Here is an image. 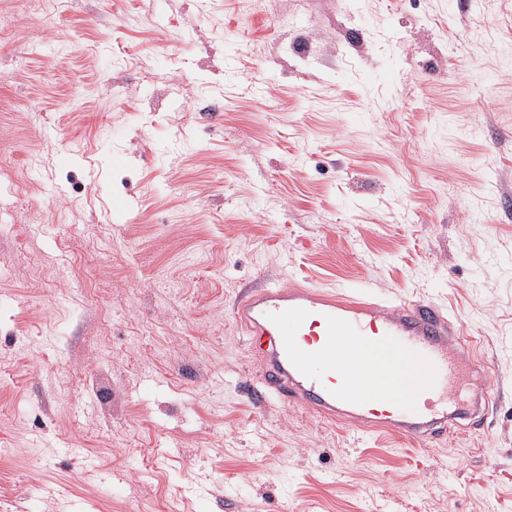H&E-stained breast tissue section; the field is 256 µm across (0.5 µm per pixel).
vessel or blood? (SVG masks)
Segmentation results:
<instances>
[{
	"mask_svg": "<svg viewBox=\"0 0 512 512\" xmlns=\"http://www.w3.org/2000/svg\"><path fill=\"white\" fill-rule=\"evenodd\" d=\"M232 314L269 368L264 392L339 425L440 442L492 397L454 404L452 370L477 366L476 343L429 303L267 283L243 288Z\"/></svg>",
	"mask_w": 512,
	"mask_h": 512,
	"instance_id": "b4317fda",
	"label": "vessel or blood"
}]
</instances>
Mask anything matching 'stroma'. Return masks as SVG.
<instances>
[{"mask_svg": "<svg viewBox=\"0 0 512 512\" xmlns=\"http://www.w3.org/2000/svg\"><path fill=\"white\" fill-rule=\"evenodd\" d=\"M511 253L512 0H0V512H512ZM258 281L465 323L480 428L259 397Z\"/></svg>", "mask_w": 512, "mask_h": 512, "instance_id": "35a3bbf8", "label": "stroma"}]
</instances>
